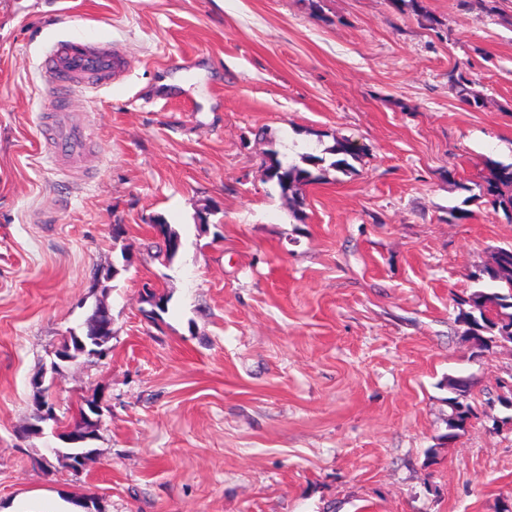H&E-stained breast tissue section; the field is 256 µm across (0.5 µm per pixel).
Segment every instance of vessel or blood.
<instances>
[{
  "label": "vessel or blood",
  "instance_id": "vessel-or-blood-1",
  "mask_svg": "<svg viewBox=\"0 0 512 512\" xmlns=\"http://www.w3.org/2000/svg\"><path fill=\"white\" fill-rule=\"evenodd\" d=\"M42 67L55 87L80 86L99 90L112 85L126 73L122 55L111 46L99 45L81 37L55 43L46 53ZM85 132L59 114H51L47 122L45 146L57 157L75 159L84 150Z\"/></svg>",
  "mask_w": 512,
  "mask_h": 512
}]
</instances>
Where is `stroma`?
<instances>
[{"label":"stroma","mask_w":512,"mask_h":512,"mask_svg":"<svg viewBox=\"0 0 512 512\" xmlns=\"http://www.w3.org/2000/svg\"><path fill=\"white\" fill-rule=\"evenodd\" d=\"M419 3L0 0V512H512L504 408L441 442L449 377L479 407L512 377V343L474 355L454 302L512 244L465 191L512 162V0ZM76 35L130 62L80 98L85 173L43 146L42 61ZM343 137L353 171L267 179L269 151ZM158 219L166 266L143 248ZM146 281L169 298L153 320ZM98 302L109 356L52 372ZM37 377L60 422L101 407L81 474L51 459L56 423L27 432ZM462 70L455 68L448 74V80L451 88L455 91L460 101L473 108H479L481 105L480 94L473 88L475 84ZM159 235L161 237L157 241L152 242L148 248L151 252L154 250L152 255L154 259L160 260L162 263H170L178 253L171 249V244L175 241H180L179 235L171 229L169 224L164 222L160 223Z\"/></svg>","instance_id":"stroma-1"}]
</instances>
